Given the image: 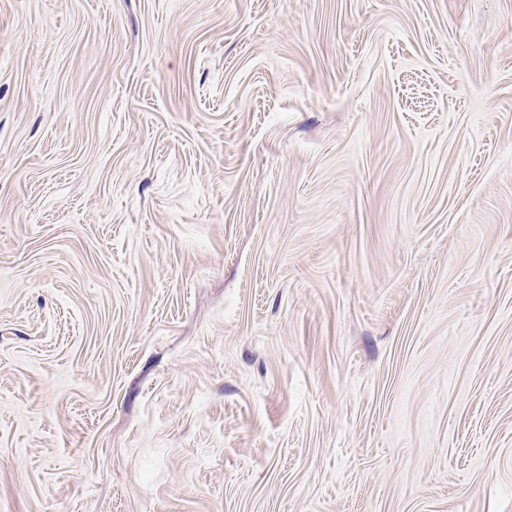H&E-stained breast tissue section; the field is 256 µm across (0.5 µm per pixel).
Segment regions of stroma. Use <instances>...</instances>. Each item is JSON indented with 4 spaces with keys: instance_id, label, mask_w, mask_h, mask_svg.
Instances as JSON below:
<instances>
[{
    "instance_id": "35a3bbf8",
    "label": "stroma",
    "mask_w": 512,
    "mask_h": 512,
    "mask_svg": "<svg viewBox=\"0 0 512 512\" xmlns=\"http://www.w3.org/2000/svg\"><path fill=\"white\" fill-rule=\"evenodd\" d=\"M0 512H512V0H0Z\"/></svg>"
}]
</instances>
